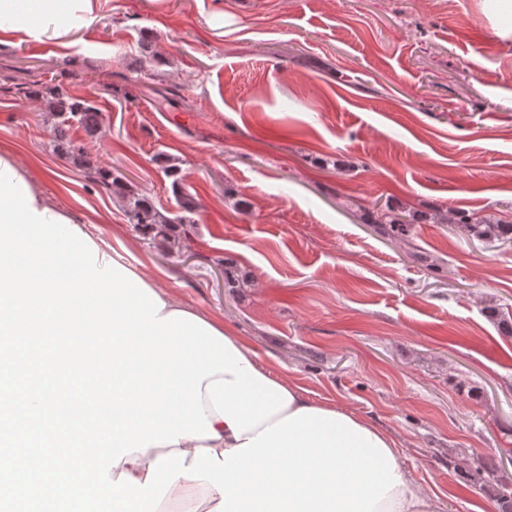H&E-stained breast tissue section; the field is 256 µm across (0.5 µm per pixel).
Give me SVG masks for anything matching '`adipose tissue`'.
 Instances as JSON below:
<instances>
[{"label":"adipose tissue","instance_id":"obj_1","mask_svg":"<svg viewBox=\"0 0 512 512\" xmlns=\"http://www.w3.org/2000/svg\"><path fill=\"white\" fill-rule=\"evenodd\" d=\"M100 0H0V34L55 42L99 21ZM0 335L17 379L0 388V429L41 447L47 504L82 512L78 483L52 480L75 448L113 512H442L394 439L259 366L241 336L183 306L92 236L0 154Z\"/></svg>","mask_w":512,"mask_h":512}]
</instances>
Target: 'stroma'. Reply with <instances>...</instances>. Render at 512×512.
Here are the masks:
<instances>
[{"instance_id": "stroma-1", "label": "stroma", "mask_w": 512, "mask_h": 512, "mask_svg": "<svg viewBox=\"0 0 512 512\" xmlns=\"http://www.w3.org/2000/svg\"><path fill=\"white\" fill-rule=\"evenodd\" d=\"M59 85L103 115L97 134L68 132L87 164L53 149ZM165 90L181 98L161 111ZM0 152L260 366L390 433L443 512H499L512 235L450 221L512 222V33L484 0H100L68 45L0 42ZM170 165L198 204L178 253L94 179L111 168L171 211ZM354 202L409 213L410 242ZM450 221L454 224H463L478 239L491 238L492 235H496L495 232L503 229V224H483L484 220L477 217L475 212L467 210L455 211ZM483 226L486 228H482Z\"/></svg>"}]
</instances>
